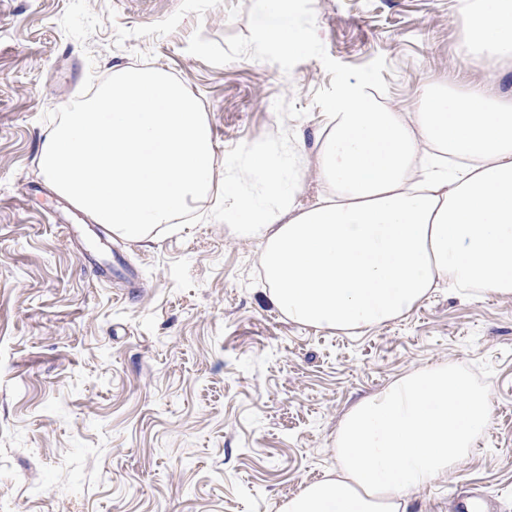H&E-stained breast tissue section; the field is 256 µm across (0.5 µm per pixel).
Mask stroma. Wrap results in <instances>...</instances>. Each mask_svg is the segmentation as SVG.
Instances as JSON below:
<instances>
[{
  "mask_svg": "<svg viewBox=\"0 0 512 512\" xmlns=\"http://www.w3.org/2000/svg\"><path fill=\"white\" fill-rule=\"evenodd\" d=\"M295 52L254 0H0V512H277L338 467L344 413L448 362L489 393L490 423L410 512L478 489L512 512V297L439 289L360 335L289 322L264 297L260 246L209 219L152 242L111 238L98 281L60 219L88 216L44 177V121L88 73L150 65L207 115L216 176L287 142L312 161L343 88L412 107L464 90L460 0H285ZM255 4L267 37L287 49L288 53L293 52L299 44L300 36L288 11L277 7L275 0H256Z\"/></svg>",
  "mask_w": 512,
  "mask_h": 512,
  "instance_id": "1",
  "label": "stroma"
}]
</instances>
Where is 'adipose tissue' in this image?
<instances>
[{
    "mask_svg": "<svg viewBox=\"0 0 512 512\" xmlns=\"http://www.w3.org/2000/svg\"><path fill=\"white\" fill-rule=\"evenodd\" d=\"M264 33L287 50L300 36L276 0H255ZM464 57L489 71L512 61V0L465 12ZM317 151L328 190L296 209L305 166L295 152L254 150L224 166V222L263 244L267 295L289 321L336 331L410 312L437 287L512 297V98L486 83L425 88L413 111L348 86ZM490 416L486 389L440 363L351 406L336 433L340 467L279 512H408L416 490L463 463Z\"/></svg>",
    "mask_w": 512,
    "mask_h": 512,
    "instance_id": "adipose-tissue-1",
    "label": "adipose tissue"
}]
</instances>
